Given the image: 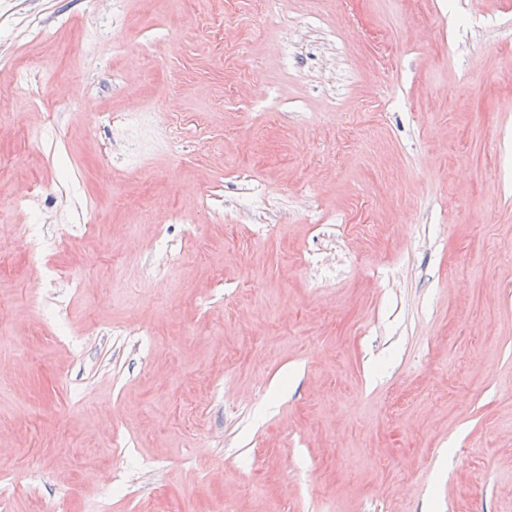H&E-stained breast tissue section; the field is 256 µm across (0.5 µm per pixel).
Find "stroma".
Instances as JSON below:
<instances>
[{
  "instance_id": "35a3bbf8",
  "label": "stroma",
  "mask_w": 512,
  "mask_h": 512,
  "mask_svg": "<svg viewBox=\"0 0 512 512\" xmlns=\"http://www.w3.org/2000/svg\"><path fill=\"white\" fill-rule=\"evenodd\" d=\"M112 2L0 0V512H512V0ZM151 112H122L115 115H106L104 120L112 122V125L121 129L126 136H130L131 148H134L133 134L137 129L148 121ZM18 233L31 264L41 267L45 272V278L39 284L48 286L55 280L62 278V271L59 268L48 266L46 259L59 253L65 247V239L61 236L43 233L37 224H25L19 228Z\"/></svg>"
}]
</instances>
